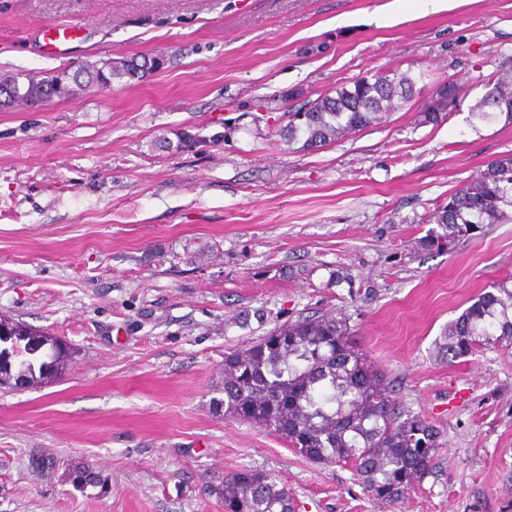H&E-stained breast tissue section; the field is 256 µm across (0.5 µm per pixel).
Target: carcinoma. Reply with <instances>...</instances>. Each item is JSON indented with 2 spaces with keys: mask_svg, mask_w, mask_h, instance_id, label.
Returning a JSON list of instances; mask_svg holds the SVG:
<instances>
[{
  "mask_svg": "<svg viewBox=\"0 0 512 512\" xmlns=\"http://www.w3.org/2000/svg\"><path fill=\"white\" fill-rule=\"evenodd\" d=\"M160 69L156 56L100 59L80 72L109 87L115 78H133ZM72 76L57 70L44 76L11 73L16 93L37 98L60 91ZM458 83L436 91L423 121L436 122L455 103ZM413 94V82L376 73L335 95L325 94L309 108L287 112L288 141L303 136L304 148H317L362 130ZM475 116L483 122L512 124V69L499 76ZM438 228L420 242L426 250H451L480 237L488 224L512 221V155L492 161L479 177L451 194L434 216ZM512 345V277L492 283L448 323L438 343L441 357L454 363L485 349ZM72 358L60 340L0 316V387L37 386L61 374ZM212 407L229 419L269 431L309 461L350 463L355 481L368 497L400 502L430 473L439 432L407 413L392 397L385 375L355 342L348 319L315 312L276 324L248 345L224 353L222 381ZM74 489L105 488L106 479L77 461L65 474ZM224 512H293L288 489L269 473L250 469L224 476L218 486Z\"/></svg>",
  "mask_w": 512,
  "mask_h": 512,
  "instance_id": "obj_1",
  "label": "carcinoma"
}]
</instances>
